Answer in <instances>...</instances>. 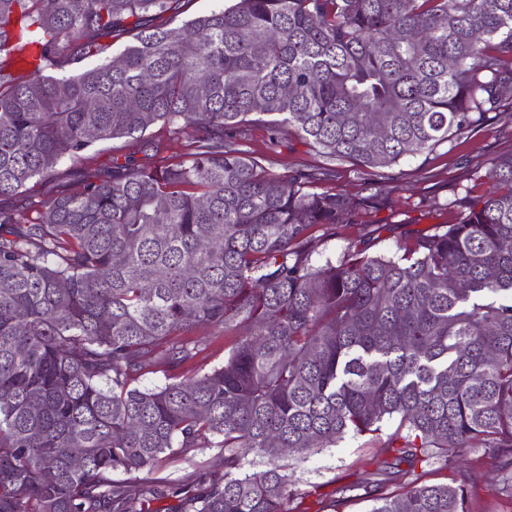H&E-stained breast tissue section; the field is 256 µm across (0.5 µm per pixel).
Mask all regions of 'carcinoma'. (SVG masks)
I'll return each mask as SVG.
<instances>
[{"mask_svg":"<svg viewBox=\"0 0 512 512\" xmlns=\"http://www.w3.org/2000/svg\"><path fill=\"white\" fill-rule=\"evenodd\" d=\"M180 11L0 0V196L24 200L0 211V512H146L170 487L152 477L162 458L197 448L224 450V476L177 512H300L309 493L283 449L393 418L376 472L406 491L377 494L371 512H472L471 474L416 473L469 448L488 452L512 500V153L490 159L488 192L460 200L457 223L316 264L313 231L336 233L381 192L314 191L316 174L272 173L225 137L263 114L379 187L384 169L512 107V0H235L179 23ZM115 33L132 40L105 56ZM158 123L196 133L195 149L153 167L114 158L74 192L31 194L98 142L161 153L145 138ZM203 325L233 337L223 365L134 386L192 363ZM250 453L267 467L243 474ZM114 471L146 476L133 493Z\"/></svg>","mask_w":512,"mask_h":512,"instance_id":"obj_1","label":"carcinoma"}]
</instances>
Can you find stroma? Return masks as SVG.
I'll use <instances>...</instances> for the list:
<instances>
[{
	"mask_svg": "<svg viewBox=\"0 0 512 512\" xmlns=\"http://www.w3.org/2000/svg\"><path fill=\"white\" fill-rule=\"evenodd\" d=\"M244 150L262 159L271 172L288 175L297 171L324 172L323 187L347 191L356 197L374 192L350 163H331L294 136L273 137L267 122L256 121L244 130ZM512 152V109L490 113L469 131L441 143L432 150L403 159L390 170L383 188L387 203L358 211L347 223L338 225L335 235L314 237L312 259H337L349 248L362 244L371 251L391 253L397 244L418 233H430L441 224L459 219L458 201L483 195L481 182L490 157ZM134 156L137 164L151 166L152 154L136 151L132 142L114 139L98 144L79 162L60 163L52 176L37 187L40 197L50 198L77 189L82 179L98 174L112 158ZM380 437L345 436L335 445L304 455H286L288 468L299 489L307 491L308 512H370L373 501L359 483L375 472L374 461L381 455ZM474 469L477 478L470 487L474 512H512V500L495 492L490 456L481 448L466 456L449 457L447 465H431V481L444 482L455 474ZM224 474V453L218 448H199L188 454H174L156 470V477L175 484L196 485L200 479ZM355 484L339 508L320 507V500L334 498L337 487Z\"/></svg>",
	"mask_w": 512,
	"mask_h": 512,
	"instance_id": "35a3bbf8",
	"label": "stroma"
}]
</instances>
